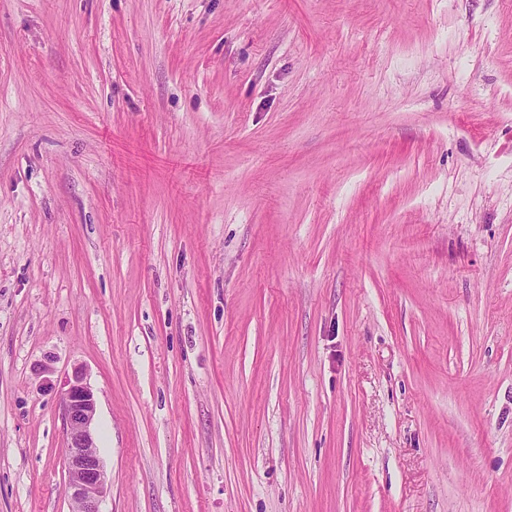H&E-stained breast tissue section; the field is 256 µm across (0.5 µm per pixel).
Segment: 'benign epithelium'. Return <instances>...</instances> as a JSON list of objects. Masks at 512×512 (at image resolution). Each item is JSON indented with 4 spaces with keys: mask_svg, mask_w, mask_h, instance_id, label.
Listing matches in <instances>:
<instances>
[{
    "mask_svg": "<svg viewBox=\"0 0 512 512\" xmlns=\"http://www.w3.org/2000/svg\"><path fill=\"white\" fill-rule=\"evenodd\" d=\"M60 406L66 426V462L72 512H100L107 477L91 430L96 399L83 369H74L67 378Z\"/></svg>",
    "mask_w": 512,
    "mask_h": 512,
    "instance_id": "benign-epithelium-1",
    "label": "benign epithelium"
}]
</instances>
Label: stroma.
<instances>
[{
	"label": "stroma",
	"instance_id": "35a3bbf8",
	"mask_svg": "<svg viewBox=\"0 0 512 512\" xmlns=\"http://www.w3.org/2000/svg\"><path fill=\"white\" fill-rule=\"evenodd\" d=\"M77 366L101 512H512V0H0V512Z\"/></svg>",
	"mask_w": 512,
	"mask_h": 512
}]
</instances>
